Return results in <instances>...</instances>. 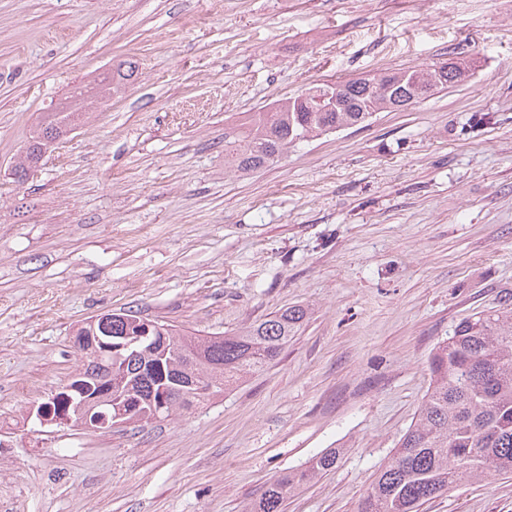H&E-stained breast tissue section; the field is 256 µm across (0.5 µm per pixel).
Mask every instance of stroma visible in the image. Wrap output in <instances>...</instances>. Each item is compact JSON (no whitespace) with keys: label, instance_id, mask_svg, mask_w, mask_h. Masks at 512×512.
Masks as SVG:
<instances>
[{"label":"stroma","instance_id":"35a3bbf8","mask_svg":"<svg viewBox=\"0 0 512 512\" xmlns=\"http://www.w3.org/2000/svg\"><path fill=\"white\" fill-rule=\"evenodd\" d=\"M468 56L465 82L240 173L224 136L324 81ZM119 60L37 170L43 112ZM512 293V0H0V512H358L463 319ZM306 309L280 358L181 414L40 427L85 319L221 336ZM420 512H512V474ZM338 456L339 449L328 448L313 457L308 465L289 470L267 486L262 497L249 512H281L288 495L311 482L321 472L333 468Z\"/></svg>","mask_w":512,"mask_h":512}]
</instances>
